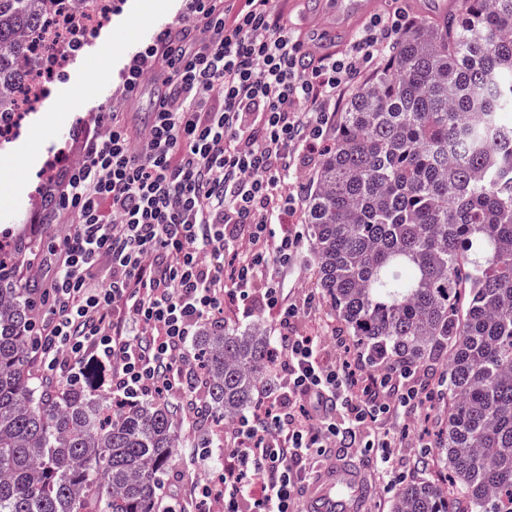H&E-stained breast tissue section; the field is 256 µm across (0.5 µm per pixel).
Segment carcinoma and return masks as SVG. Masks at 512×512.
<instances>
[{
	"instance_id": "cac0c4a2",
	"label": "carcinoma",
	"mask_w": 512,
	"mask_h": 512,
	"mask_svg": "<svg viewBox=\"0 0 512 512\" xmlns=\"http://www.w3.org/2000/svg\"><path fill=\"white\" fill-rule=\"evenodd\" d=\"M44 0H0V90L29 82ZM400 35L351 93L306 201L317 285L374 365L448 352L438 442L455 495L403 480L390 512H512V0H457ZM0 253V512H158L178 455L162 400L116 401L106 372L34 371L37 294ZM206 421L267 384L260 329L203 328Z\"/></svg>"
}]
</instances>
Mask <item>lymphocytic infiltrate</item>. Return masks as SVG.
<instances>
[{"mask_svg": "<svg viewBox=\"0 0 512 512\" xmlns=\"http://www.w3.org/2000/svg\"><path fill=\"white\" fill-rule=\"evenodd\" d=\"M402 25L373 15L342 53H316L286 30L270 0H185L179 27L161 30L121 72L131 101L144 81L166 91L141 131L99 113L76 132L79 163L49 191L69 230L45 258L40 353L58 374L110 366L113 394L175 397L203 419L188 342L214 313L277 310L273 391L221 437L217 482H194L180 512H297L303 459L357 444L376 455L384 491L400 479L383 428L428 401L414 369L392 363L360 377L358 360L328 362L321 337L298 331L286 277L302 233L293 218L338 100L375 71ZM225 251L227 265L208 253Z\"/></svg>", "mask_w": 512, "mask_h": 512, "instance_id": "1", "label": "lymphocytic infiltrate"}]
</instances>
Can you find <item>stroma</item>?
<instances>
[{"label": "stroma", "mask_w": 512, "mask_h": 512, "mask_svg": "<svg viewBox=\"0 0 512 512\" xmlns=\"http://www.w3.org/2000/svg\"><path fill=\"white\" fill-rule=\"evenodd\" d=\"M141 2L124 0L120 13L97 29L81 52L69 57L50 93L27 116L21 134L7 149H0V229H22L37 247L36 252L18 260L16 274L20 284L42 287L45 251L68 231L67 225L45 221L42 198L48 183L43 172L48 162L58 160L67 166L80 161L70 132L77 123L91 121L96 113L115 103L118 76L129 61L128 55L119 53V46L137 47L179 19L181 0H156L158 7L149 17L140 14ZM288 285L295 290L292 300L299 308L300 327H318L326 357L333 362L343 358L351 342L341 334L330 297L317 286L315 265L304 256H296L288 273ZM447 417L446 403L431 400L407 420V447L393 451V465L407 479L429 480L443 492L448 489V481L442 458L435 454L421 457L418 441L423 437L437 439ZM223 460L224 452L219 448L205 464H192L185 457H177L165 477L166 490L187 492L193 482L206 479Z\"/></svg>", "instance_id": "obj_1"}]
</instances>
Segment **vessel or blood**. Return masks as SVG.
Here are the masks:
<instances>
[{
    "mask_svg": "<svg viewBox=\"0 0 512 512\" xmlns=\"http://www.w3.org/2000/svg\"><path fill=\"white\" fill-rule=\"evenodd\" d=\"M380 7V0H328L327 16L341 36ZM369 497L365 474L348 460L336 458L318 471L303 497L301 512H367Z\"/></svg>",
    "mask_w": 512,
    "mask_h": 512,
    "instance_id": "obj_1",
    "label": "vessel or blood"
}]
</instances>
